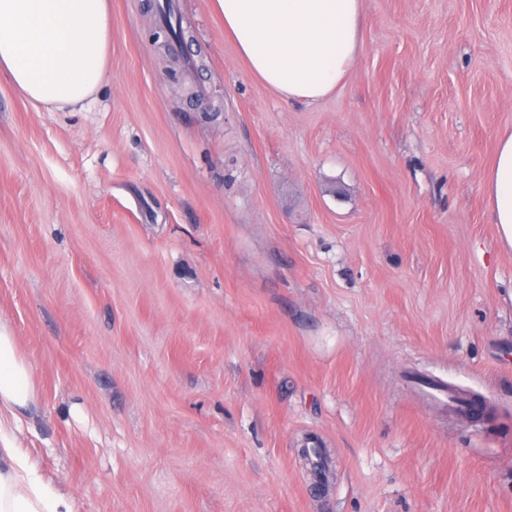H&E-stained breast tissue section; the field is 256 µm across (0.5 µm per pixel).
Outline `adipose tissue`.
<instances>
[{
    "mask_svg": "<svg viewBox=\"0 0 512 512\" xmlns=\"http://www.w3.org/2000/svg\"><path fill=\"white\" fill-rule=\"evenodd\" d=\"M250 73L287 101L334 93L362 50L363 0H214ZM112 46L108 0H0V77L32 105L84 108ZM501 248L512 250V132L483 184ZM34 396L30 365L0 324V512H76L14 428Z\"/></svg>",
    "mask_w": 512,
    "mask_h": 512,
    "instance_id": "ef3b65f1",
    "label": "adipose tissue"
}]
</instances>
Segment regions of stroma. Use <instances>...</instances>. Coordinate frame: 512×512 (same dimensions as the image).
I'll use <instances>...</instances> for the list:
<instances>
[{
  "instance_id": "35a3bbf8",
  "label": "stroma",
  "mask_w": 512,
  "mask_h": 512,
  "mask_svg": "<svg viewBox=\"0 0 512 512\" xmlns=\"http://www.w3.org/2000/svg\"><path fill=\"white\" fill-rule=\"evenodd\" d=\"M112 0L79 112L0 78L17 434L76 512H512V0H363L345 83L288 103L212 0ZM493 408L421 403L416 376ZM501 248L512 250V132L501 135L494 164L483 184Z\"/></svg>"
}]
</instances>
